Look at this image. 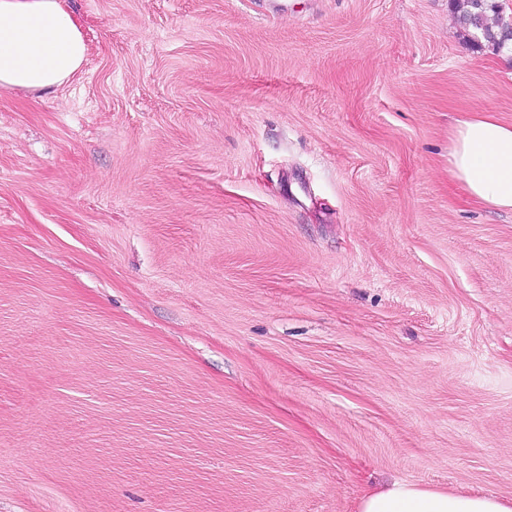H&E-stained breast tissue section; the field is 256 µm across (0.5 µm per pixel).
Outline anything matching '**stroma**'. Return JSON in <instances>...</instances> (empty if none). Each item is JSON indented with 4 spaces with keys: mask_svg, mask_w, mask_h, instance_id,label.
Segmentation results:
<instances>
[{
    "mask_svg": "<svg viewBox=\"0 0 512 512\" xmlns=\"http://www.w3.org/2000/svg\"><path fill=\"white\" fill-rule=\"evenodd\" d=\"M0 89V512L512 498V210L448 175L512 124L451 0H68ZM67 0H0V87L32 93L67 82L88 53Z\"/></svg>",
    "mask_w": 512,
    "mask_h": 512,
    "instance_id": "obj_1",
    "label": "stroma"
}]
</instances>
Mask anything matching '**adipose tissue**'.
I'll return each mask as SVG.
<instances>
[{
  "label": "adipose tissue",
  "mask_w": 512,
  "mask_h": 512,
  "mask_svg": "<svg viewBox=\"0 0 512 512\" xmlns=\"http://www.w3.org/2000/svg\"><path fill=\"white\" fill-rule=\"evenodd\" d=\"M88 53L66 0H0V87L32 93L67 82ZM448 173L474 201L512 210V125L493 113L459 118L449 135ZM359 512H512V500L397 481L365 494Z\"/></svg>",
  "instance_id": "adipose-tissue-1"
}]
</instances>
